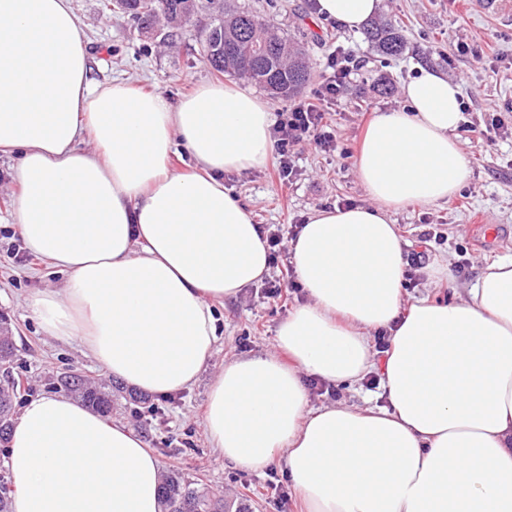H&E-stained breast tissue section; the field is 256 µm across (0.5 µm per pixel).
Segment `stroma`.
<instances>
[{"mask_svg": "<svg viewBox=\"0 0 512 512\" xmlns=\"http://www.w3.org/2000/svg\"><path fill=\"white\" fill-rule=\"evenodd\" d=\"M315 2L231 0L276 33L303 43L312 77L302 97H310L328 76L327 59L335 49L355 60L357 68L342 94L323 107L338 149L301 146L292 182L279 181L271 157L261 168L225 174V187L249 207L256 223L276 225L285 233L304 223L314 209L368 203L354 169L363 130L374 112L402 106V86L417 67L436 68L463 89L468 111L457 135L469 175L453 198L399 210L394 221L405 254L423 256L421 267L410 271L406 298L467 296L486 263L512 254V136L490 141L483 134L493 115L512 106V0H382V15L401 23L407 41L403 54L389 60L362 34L320 17ZM101 3L72 0L95 82L129 79L176 101L196 83L214 81L197 42L206 16L164 40L126 16L103 10ZM461 41L470 45V53L447 58L449 47ZM16 162V156H0V314L10 323L16 354L12 374L20 384L18 405L23 408L55 394L56 378L65 371L108 385L113 379L79 344L44 336L30 317L28 296L58 287L64 275L36 256L24 261L17 256L22 241L11 222L15 189L10 180ZM439 262L447 264L448 275L436 280L427 268ZM304 299L301 290L270 298L264 285L245 289L221 307L219 341L194 385L166 397L123 387L114 397L112 420L141 435L164 472L178 471L228 504L247 512H303L284 465L252 472L224 464L203 431L202 418L214 371L226 360L273 350L279 324Z\"/></svg>", "mask_w": 512, "mask_h": 512, "instance_id": "35a3bbf8", "label": "stroma"}]
</instances>
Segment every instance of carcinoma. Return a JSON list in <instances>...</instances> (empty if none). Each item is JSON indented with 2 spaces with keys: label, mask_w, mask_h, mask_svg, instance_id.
<instances>
[{
  "label": "carcinoma",
  "mask_w": 512,
  "mask_h": 512,
  "mask_svg": "<svg viewBox=\"0 0 512 512\" xmlns=\"http://www.w3.org/2000/svg\"><path fill=\"white\" fill-rule=\"evenodd\" d=\"M103 7L122 13L150 28L163 17L173 28L202 12L210 16L201 31L203 54L219 75L245 76L264 88L272 99L298 95L311 76L301 49L289 36L276 35L248 11L229 12L224 0H104ZM366 38L377 52L400 55L406 41L399 26L387 20L371 22ZM15 347L6 317L0 315V446L8 444L15 421V399L19 384L12 376ZM60 385L91 409L112 411V389L79 379L73 374L60 378ZM10 470H0V512H10ZM164 512H226L224 500L215 499L179 473L167 475L161 486Z\"/></svg>",
  "instance_id": "cac0c4a2"
}]
</instances>
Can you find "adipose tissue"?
Returning <instances> with one entry per match:
<instances>
[{"mask_svg": "<svg viewBox=\"0 0 512 512\" xmlns=\"http://www.w3.org/2000/svg\"><path fill=\"white\" fill-rule=\"evenodd\" d=\"M381 0H318L357 32ZM71 0H0V155H18L11 220L65 273L28 299L54 340L152 395L193 385L219 339L216 303L270 270L252 212L224 175L265 165L272 112L235 82L177 102L93 83ZM405 107L376 113L354 159L370 204L314 210L289 243L306 300L273 353L225 362L203 426L225 463H284L306 512H512V255L467 297H404L392 220L467 177L459 83L419 68ZM187 169L171 164L176 142ZM387 337L383 406L314 407L305 377L358 384ZM12 512H162V464L131 427L64 395L29 402L7 450Z\"/></svg>", "mask_w": 512, "mask_h": 512, "instance_id": "adipose-tissue-1", "label": "adipose tissue"}]
</instances>
